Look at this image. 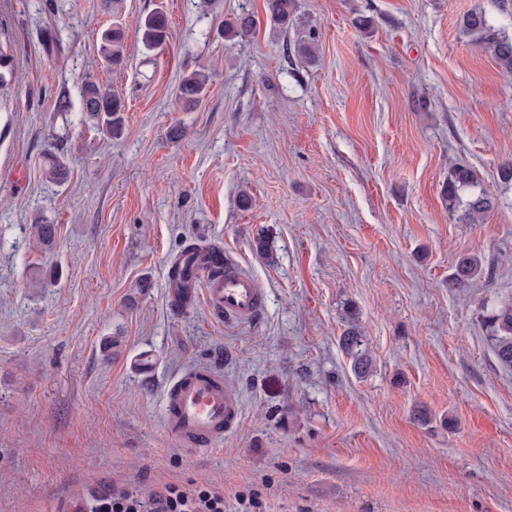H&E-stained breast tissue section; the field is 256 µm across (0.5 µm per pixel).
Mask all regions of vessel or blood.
Returning a JSON list of instances; mask_svg holds the SVG:
<instances>
[{
    "label": "vessel or blood",
    "instance_id": "1",
    "mask_svg": "<svg viewBox=\"0 0 512 512\" xmlns=\"http://www.w3.org/2000/svg\"><path fill=\"white\" fill-rule=\"evenodd\" d=\"M220 253L219 247L202 246L181 256L180 262L187 267L190 280L201 284L212 311L228 321L249 322L262 310L264 297L237 263L225 262L223 274L211 275L206 261L218 259ZM163 419L170 435L183 446L213 451L238 427L241 408L220 372L197 366L185 370L167 388Z\"/></svg>",
    "mask_w": 512,
    "mask_h": 512
}]
</instances>
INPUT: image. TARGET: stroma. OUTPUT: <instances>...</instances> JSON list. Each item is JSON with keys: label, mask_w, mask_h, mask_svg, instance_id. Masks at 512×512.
<instances>
[{"label": "stroma", "mask_w": 512, "mask_h": 512, "mask_svg": "<svg viewBox=\"0 0 512 512\" xmlns=\"http://www.w3.org/2000/svg\"><path fill=\"white\" fill-rule=\"evenodd\" d=\"M296 4L318 28L309 59L265 0H0L15 68L0 96V512H93L112 486L187 480L223 487L224 512L243 496L265 512H512V371L480 319L512 294V76L460 29L475 8L499 17L496 0ZM158 8L169 38L149 52L134 29ZM243 12L253 32L225 38ZM116 19L112 70L97 49ZM195 70L208 90L188 109L175 89ZM89 78L126 106L116 138L80 110ZM461 164L496 201L484 223L444 205ZM38 215L52 246L30 233ZM193 243L253 276V324L199 295L172 306L170 267ZM464 255L483 273L449 287ZM348 303L362 377L339 345ZM109 336L123 345L108 355ZM195 366L241 404L218 451L165 429L164 393ZM125 29L122 26L113 25L101 34L99 53L112 67H120L124 63L125 54Z\"/></svg>", "instance_id": "stroma-1"}]
</instances>
